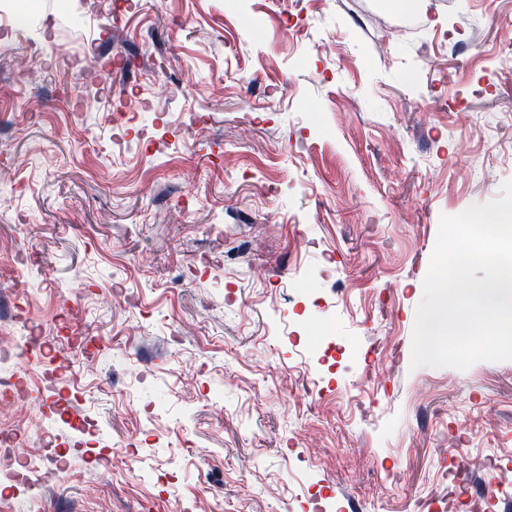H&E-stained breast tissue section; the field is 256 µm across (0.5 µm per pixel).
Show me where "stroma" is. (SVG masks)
I'll list each match as a JSON object with an SVG mask.
<instances>
[{
  "instance_id": "stroma-1",
  "label": "stroma",
  "mask_w": 512,
  "mask_h": 512,
  "mask_svg": "<svg viewBox=\"0 0 512 512\" xmlns=\"http://www.w3.org/2000/svg\"><path fill=\"white\" fill-rule=\"evenodd\" d=\"M1 6L0 329L49 354L0 422L69 464L15 512L512 500V360L410 366L441 215L512 180V0Z\"/></svg>"
}]
</instances>
